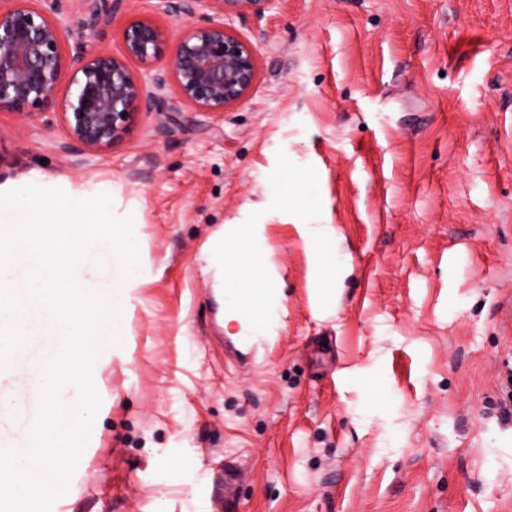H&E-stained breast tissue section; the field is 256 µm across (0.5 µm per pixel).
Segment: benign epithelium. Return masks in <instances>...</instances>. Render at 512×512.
<instances>
[{"mask_svg": "<svg viewBox=\"0 0 512 512\" xmlns=\"http://www.w3.org/2000/svg\"><path fill=\"white\" fill-rule=\"evenodd\" d=\"M0 8V110L26 119L52 114L62 128L58 152L91 166L133 130L138 113L165 111L159 92L173 84L177 99L198 112H222L242 102L256 79L253 45L224 25V16L262 17L280 0H164L179 20L204 6L203 27H187L169 47L167 32L139 17L122 29L123 52L92 49L88 32L121 0H5ZM88 16L73 35L70 13ZM137 65L142 77L132 71ZM69 77L66 91L62 80Z\"/></svg>", "mask_w": 512, "mask_h": 512, "instance_id": "1", "label": "benign epithelium"}]
</instances>
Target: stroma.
Here are the masks:
<instances>
[{
  "instance_id": "1",
  "label": "stroma",
  "mask_w": 512,
  "mask_h": 512,
  "mask_svg": "<svg viewBox=\"0 0 512 512\" xmlns=\"http://www.w3.org/2000/svg\"><path fill=\"white\" fill-rule=\"evenodd\" d=\"M140 15L173 36L210 17L124 0L93 47L120 54ZM224 24L256 50L246 99L140 115L93 167L57 123L0 112V182L43 167L138 205L127 334L52 512H512V0H282ZM228 224L259 226L282 286L256 359L200 270ZM305 224L336 259L323 298Z\"/></svg>"
}]
</instances>
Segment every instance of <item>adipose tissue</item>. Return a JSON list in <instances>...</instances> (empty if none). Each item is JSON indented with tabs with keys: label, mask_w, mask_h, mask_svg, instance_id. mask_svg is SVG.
<instances>
[{
	"label": "adipose tissue",
	"mask_w": 512,
	"mask_h": 512,
	"mask_svg": "<svg viewBox=\"0 0 512 512\" xmlns=\"http://www.w3.org/2000/svg\"><path fill=\"white\" fill-rule=\"evenodd\" d=\"M228 245L222 249L206 246L202 252V273H214L220 286H227V276L233 271L245 272L249 279L252 304L255 308L272 305L277 296L275 286L265 271L264 247L255 225L237 224L228 233Z\"/></svg>",
	"instance_id": "obj_1"
}]
</instances>
